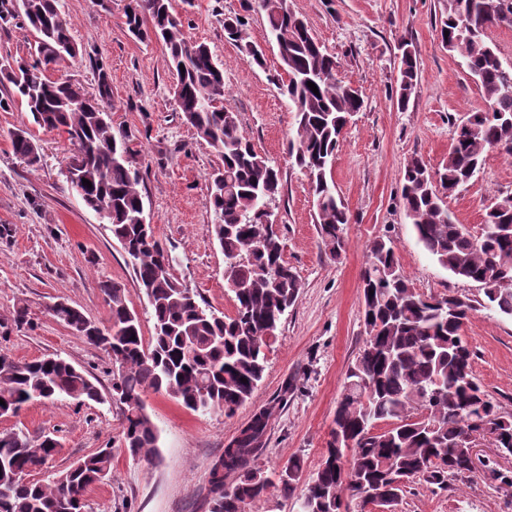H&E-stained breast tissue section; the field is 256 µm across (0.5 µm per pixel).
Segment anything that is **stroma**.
Listing matches in <instances>:
<instances>
[{
	"label": "stroma",
	"instance_id": "35a3bbf8",
	"mask_svg": "<svg viewBox=\"0 0 512 512\" xmlns=\"http://www.w3.org/2000/svg\"><path fill=\"white\" fill-rule=\"evenodd\" d=\"M314 36L338 62V77L358 89L364 105L337 147L331 177L350 222L340 256L325 248L305 173L288 163L296 117L276 77L278 51L264 14L247 11L242 0H172L187 37L206 44L224 63V105L235 112L256 149L282 170L278 233L283 256L301 283L268 350V363L251 399L233 416L192 412L164 394L148 393L147 410L160 432V460L133 462L121 446L120 412L110 400L111 357L73 334L47 311L66 300L88 318L109 315L99 283L124 285L127 302L140 316L144 337L153 334L149 303L128 258L108 224L68 188L65 172L73 150L65 134L35 125L18 106L0 111V319L29 305L30 329L0 339V355L27 362L58 355L85 372L105 394V403L65 397L29 404L17 418H0V431L20 429L30 438L50 435L62 449L38 477L69 467L103 447L113 454L110 476L85 494L89 512H209L210 468L254 413L272 408L263 445L253 465L273 472L294 456L306 474L320 464L333 428L345 373L363 346L361 277L370 244L391 237L399 263L423 295L455 293L477 310L463 334L474 353L473 373L482 387L512 414V318L485 309L479 284L455 277L418 243L405 217L402 173L412 157L430 170L448 159L454 124L484 107L477 82L439 36L444 0H291ZM125 0H60L79 52L50 69L85 91L100 77L111 88L113 119L133 134L141 170L146 217L173 257L172 273L216 311L230 315L234 301L224 278V253L206 231L208 176L217 156L176 109L165 47L141 41L123 25ZM242 16L247 42L260 47L257 66L224 36V19ZM415 50L418 84L407 109L389 91L399 73L401 44ZM24 129L42 157L27 167L12 152L10 135ZM512 195V157L488 153L474 180L446 200L456 223L479 234L486 206ZM295 381L289 394L281 389ZM394 512H512V489L499 487L484 470L431 490L411 483Z\"/></svg>",
	"mask_w": 512,
	"mask_h": 512
}]
</instances>
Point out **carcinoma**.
Wrapping results in <instances>:
<instances>
[{
  "label": "carcinoma",
  "instance_id": "obj_1",
  "mask_svg": "<svg viewBox=\"0 0 512 512\" xmlns=\"http://www.w3.org/2000/svg\"><path fill=\"white\" fill-rule=\"evenodd\" d=\"M244 7L265 15L280 60L279 86L296 113V130L288 143L292 165L307 175L323 242L338 256L345 248L349 216L328 179L336 146L363 99L337 77L336 58L326 52L290 0H245ZM23 17L36 32L28 66L0 63V76L13 89L0 97V111L22 103L33 122L67 135L85 178L80 196L93 211L105 208L110 231L132 262L136 280L151 306L153 335L143 340L137 313L126 289L102 280L99 288L109 318L99 323L61 301L50 315L89 344L105 351L118 367L112 397L119 402L121 448L132 458L156 455L159 431L147 411L148 392L165 394L193 412L232 416L251 398L267 364L270 340L285 312L294 305L301 284L283 258L276 225L268 223L265 204L282 189V172L248 139L235 113L224 107V67L210 49L190 41L171 0H130L128 31L153 37L168 50L176 72L174 88L182 119L219 158L210 174L206 206L214 222L206 231L224 252L226 281L234 285L235 311L218 315L203 307L197 294L171 273L173 258L153 229L138 222L144 211L138 189L141 173L130 147L131 134L113 124L109 84L101 78L98 93L88 94L67 78L46 75L49 66L79 53L58 0H0V22ZM512 27V0H446L441 42L456 53L478 82L485 108L455 129L448 161L430 173L423 160L410 159L403 171L402 200L418 242L454 276L480 284L483 307L512 317V196L486 208L481 237L454 223L445 199L464 188L480 171L487 153L512 155V73L487 41V31ZM228 39L244 43L258 66L262 51L245 42L239 17L224 23ZM415 52L402 44L395 84L398 109L408 106L417 84ZM318 88L314 94L307 82ZM14 155L33 168L38 149L27 131L13 133ZM364 345L349 367L336 403L334 426L316 472L305 482L300 512H344L346 498L373 503L376 489L394 506L408 484L420 480L443 488L448 478L475 469L464 437L472 435L512 456V414L500 411L476 378L465 383L460 363H473L462 335L476 311L470 299L450 293L426 297L402 270L394 243L375 240L362 275ZM32 326L28 307L18 305L0 321ZM247 382H241V379ZM368 383L359 389L358 382ZM60 396L78 402L98 401L89 377L61 357L18 363L0 357V417H17L35 400ZM271 409L254 414L247 427L211 467L209 512H242V506L272 491L294 495L304 475V461L293 457L272 474L251 466L264 438ZM386 422L376 433L368 428ZM354 446L346 445V440ZM61 450L58 440L34 441L21 430L0 431V512H87L86 490L111 474L112 449L102 448L61 470L47 482L27 479L46 467ZM489 479L512 487V472L484 463ZM237 478L224 485V473Z\"/></svg>",
  "mask_w": 512,
  "mask_h": 512
}]
</instances>
